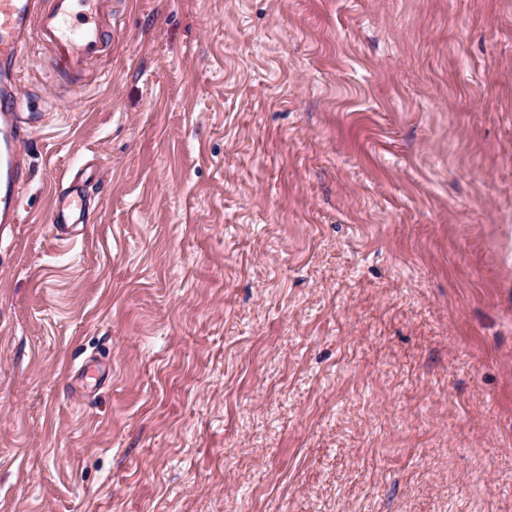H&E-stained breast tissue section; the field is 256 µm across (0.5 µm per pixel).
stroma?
<instances>
[{
  "label": "stroma",
  "instance_id": "obj_1",
  "mask_svg": "<svg viewBox=\"0 0 512 512\" xmlns=\"http://www.w3.org/2000/svg\"><path fill=\"white\" fill-rule=\"evenodd\" d=\"M115 2L18 68L0 512H512V0ZM84 201L85 194L78 189L54 194L50 221L57 236H67L70 225L78 223L84 212Z\"/></svg>",
  "mask_w": 512,
  "mask_h": 512
}]
</instances>
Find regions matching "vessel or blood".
Instances as JSON below:
<instances>
[{
	"instance_id": "obj_1",
	"label": "vessel or blood",
	"mask_w": 512,
	"mask_h": 512,
	"mask_svg": "<svg viewBox=\"0 0 512 512\" xmlns=\"http://www.w3.org/2000/svg\"><path fill=\"white\" fill-rule=\"evenodd\" d=\"M112 15V0H0V224L20 220L21 188L29 174L21 147L43 118L18 86L19 54L35 39L66 75L80 77L89 63L106 56ZM84 207L81 190L54 196L50 221L58 236H67Z\"/></svg>"
}]
</instances>
